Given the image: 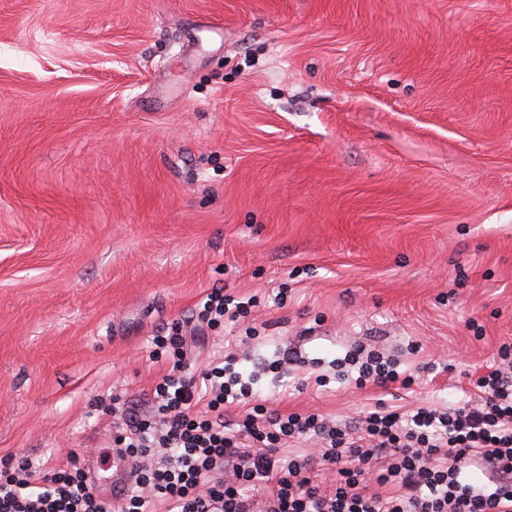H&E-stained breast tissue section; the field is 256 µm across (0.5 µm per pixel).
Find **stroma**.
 <instances>
[{"label":"stroma","instance_id":"35a3bbf8","mask_svg":"<svg viewBox=\"0 0 512 512\" xmlns=\"http://www.w3.org/2000/svg\"><path fill=\"white\" fill-rule=\"evenodd\" d=\"M258 330L189 344L349 420L475 400L512 342V0H0V457L101 496L152 338L207 289ZM375 337L437 370L318 386Z\"/></svg>","mask_w":512,"mask_h":512}]
</instances>
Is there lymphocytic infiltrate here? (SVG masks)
<instances>
[{
    "mask_svg": "<svg viewBox=\"0 0 512 512\" xmlns=\"http://www.w3.org/2000/svg\"><path fill=\"white\" fill-rule=\"evenodd\" d=\"M255 299L212 288L195 305L193 331L205 334L246 317ZM180 324L153 338L168 370L149 413L122 410L112 457L129 463L133 490L120 509L96 494L83 469L39 475L30 463L0 458V512H512V343L499 364L474 380L481 401L399 412L379 404L358 419L270 411L232 364L191 372ZM357 387L408 386L415 375L398 354L357 344L331 361ZM247 406L235 423L230 407ZM314 437L302 459L282 460L279 444ZM332 471L335 488L315 479Z\"/></svg>",
    "mask_w": 512,
    "mask_h": 512,
    "instance_id": "1",
    "label": "lymphocytic infiltrate"
}]
</instances>
